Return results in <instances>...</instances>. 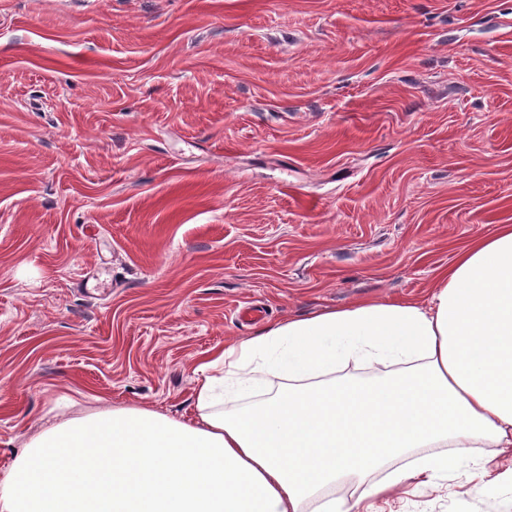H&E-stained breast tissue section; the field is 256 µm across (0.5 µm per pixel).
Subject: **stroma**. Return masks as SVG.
I'll list each match as a JSON object with an SVG mask.
<instances>
[{
	"instance_id": "stroma-1",
	"label": "stroma",
	"mask_w": 512,
	"mask_h": 512,
	"mask_svg": "<svg viewBox=\"0 0 512 512\" xmlns=\"http://www.w3.org/2000/svg\"><path fill=\"white\" fill-rule=\"evenodd\" d=\"M502 224L512 0H0V471L54 419L193 417L202 357L426 300ZM384 509L512 512V481Z\"/></svg>"
}]
</instances>
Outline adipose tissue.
<instances>
[{
    "label": "adipose tissue",
    "instance_id": "ef3b65f1",
    "mask_svg": "<svg viewBox=\"0 0 512 512\" xmlns=\"http://www.w3.org/2000/svg\"><path fill=\"white\" fill-rule=\"evenodd\" d=\"M349 355L401 363L394 375L333 379L337 338ZM287 388L237 409L270 371ZM193 419L146 408L67 418L0 473V512H320L416 481L439 487L472 448L512 449V225L458 250L429 302L370 300L291 317L197 366ZM426 454L407 467L396 459Z\"/></svg>",
    "mask_w": 512,
    "mask_h": 512
}]
</instances>
